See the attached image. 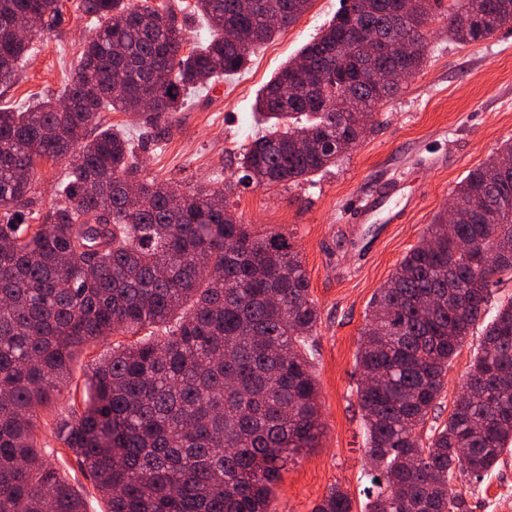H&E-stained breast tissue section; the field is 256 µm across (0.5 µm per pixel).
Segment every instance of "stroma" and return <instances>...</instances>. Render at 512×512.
I'll return each instance as SVG.
<instances>
[{"instance_id": "35a3bbf8", "label": "stroma", "mask_w": 512, "mask_h": 512, "mask_svg": "<svg viewBox=\"0 0 512 512\" xmlns=\"http://www.w3.org/2000/svg\"><path fill=\"white\" fill-rule=\"evenodd\" d=\"M68 18L59 34L35 41L33 53L9 82H0V107H18L57 96L76 67L86 21L79 0H62ZM341 0H313L311 8L273 41L259 47L244 70L194 100L168 129L142 132L133 115L103 113L101 121L128 136L144 180L185 187L231 185L229 206L257 234L276 231L298 251L310 295L320 313L310 362L318 381L322 435L317 447L289 463L270 503L272 512H312L331 486H340L363 512L367 434L357 399L356 353L370 302L437 213L446 211L454 188L512 141V31L477 43L448 37V21L430 23L427 59L395 98L377 105L371 130L336 167L291 186L239 184L244 149L262 130L254 103L259 90L288 59L316 38ZM405 176L415 197L403 223L382 239L360 245L351 222L355 203L391 177ZM473 331L448 366L445 387L428 425L447 421L477 352ZM115 334L91 342L73 360L67 387L37 409L38 445L54 453L66 480L81 493L86 512L107 507L90 474L55 440L52 428L85 400V379L95 360L132 342ZM473 512H512V453L480 482H457Z\"/></svg>"}]
</instances>
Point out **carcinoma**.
<instances>
[{
    "mask_svg": "<svg viewBox=\"0 0 512 512\" xmlns=\"http://www.w3.org/2000/svg\"><path fill=\"white\" fill-rule=\"evenodd\" d=\"M194 0L210 32L183 52L186 28L148 0H81L89 34L62 95L0 108V512H86L36 446V409L69 378L73 357L116 332L163 335L120 346L87 376L82 412L53 434L93 475L107 512H271L288 461L317 447V381L307 356L319 312L298 252L257 235L222 186L183 190L141 181L134 148L101 126L130 112L173 124L188 94L239 73L250 50L293 25L312 0ZM344 0L324 31L257 94L267 123L242 155L245 185L300 184L336 165L331 140L357 142L375 107L427 57V26L442 0ZM448 23L461 44L482 41L512 0H465ZM30 21L28 37L8 30ZM66 22L59 0H0V61L9 74L35 36ZM404 55L369 60L351 32ZM387 81L369 86V68ZM67 163L44 223L37 167ZM138 192L130 191V186ZM453 234L438 215L375 294L361 332L357 398L368 433L364 512H472L455 482L487 476L512 448V144L453 190ZM483 325L468 399L424 426L448 364ZM313 512H353L332 486Z\"/></svg>",
    "mask_w": 512,
    "mask_h": 512,
    "instance_id": "1",
    "label": "carcinoma"
}]
</instances>
